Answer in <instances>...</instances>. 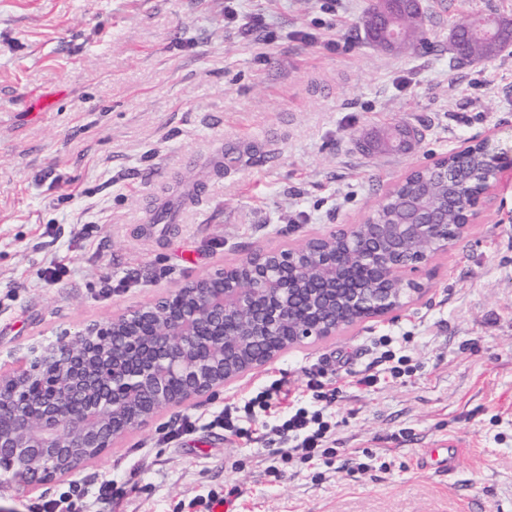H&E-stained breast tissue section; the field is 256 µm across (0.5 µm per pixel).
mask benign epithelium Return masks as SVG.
<instances>
[{"label":"benign epithelium","instance_id":"obj_1","mask_svg":"<svg viewBox=\"0 0 512 512\" xmlns=\"http://www.w3.org/2000/svg\"><path fill=\"white\" fill-rule=\"evenodd\" d=\"M368 28L389 50L412 47L389 0H374ZM480 147L494 179L468 201L448 196L462 220L448 226L418 212L404 224H344L305 240L304 252L263 250L106 321L62 331L29 348L10 371L0 370V472L22 471L36 486L74 476L164 406H186L262 367L284 352L334 336L362 320L383 317L422 294L412 274L433 254L418 243L451 250L480 216L512 160ZM381 269V288H352L348 258ZM49 384L32 389L38 376ZM152 401L151 410L111 425L125 414L126 395Z\"/></svg>","mask_w":512,"mask_h":512}]
</instances>
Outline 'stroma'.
Returning <instances> with one entry per match:
<instances>
[{"label": "stroma", "mask_w": 512, "mask_h": 512, "mask_svg": "<svg viewBox=\"0 0 512 512\" xmlns=\"http://www.w3.org/2000/svg\"><path fill=\"white\" fill-rule=\"evenodd\" d=\"M370 2L0 0V364L253 251L358 223L467 141L512 156V44L460 62L449 41L473 14L512 21V0H421L422 41L406 54L371 45ZM255 15L273 43L244 32ZM33 92L56 94L54 108L33 110ZM398 121L422 134L410 152L362 149ZM420 278L403 308L160 409L76 474L87 512H204L212 494L229 512H512L511 170ZM382 336L412 372L361 390L350 375L375 366ZM312 377L338 389L343 456L285 457L262 415L246 439L208 425L275 379L278 406L310 404ZM188 413L195 432L162 441ZM450 442L464 448L452 472L421 468ZM103 478L121 494L99 497ZM69 484L2 483L0 512H31Z\"/></svg>", "instance_id": "35a3bbf8"}]
</instances>
